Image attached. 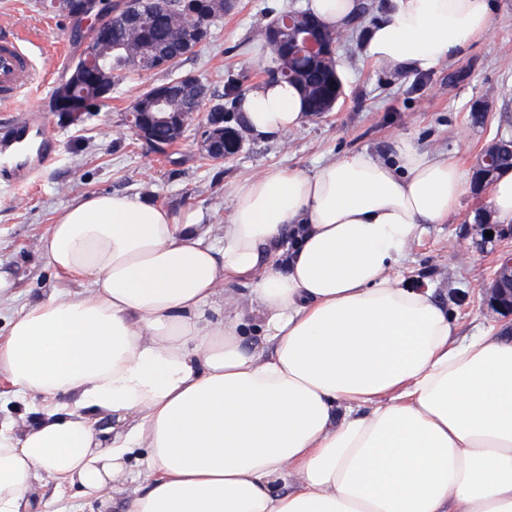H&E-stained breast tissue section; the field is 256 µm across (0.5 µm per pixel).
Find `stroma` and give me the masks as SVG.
<instances>
[{
  "label": "stroma",
  "instance_id": "1",
  "mask_svg": "<svg viewBox=\"0 0 512 512\" xmlns=\"http://www.w3.org/2000/svg\"><path fill=\"white\" fill-rule=\"evenodd\" d=\"M360 3L336 49L344 95L334 111L309 115L299 129L277 139L246 134L233 159L214 163L199 150L200 124L190 125L163 153L130 129L127 114L133 102L148 87L168 81L164 70L125 80L98 111L78 123L52 112V93L67 72H45L44 53H65L70 62L80 55L73 23L50 10L46 0H0V38L19 37L37 75L13 102L0 103V131L35 107L56 142L51 162L28 179L0 180V272L14 283L10 297L0 302V338L12 312L51 289L82 291L81 283L57 278L39 245L56 214L84 193L136 194L197 212L219 245L231 214L232 187L266 169L309 172L355 151L387 159L406 136L421 151L454 158L468 170L494 139L512 135V0H489V34L475 39L461 58L424 74L390 68L369 54V31L390 0ZM306 7L307 0H236L211 24L207 41L185 59L183 72L216 93L231 76L248 87L262 82L273 62L258 30L271 13ZM477 108L484 111L479 122L472 118ZM490 209L488 192L467 188L448 219L430 225L412 245L402 269L408 284L433 288L464 336L512 324V318L486 305L481 292L496 269L497 253L478 254L472 248L473 216ZM133 490V484L118 480L102 503L58 493L54 481L45 478L35 483L31 499L51 512H126Z\"/></svg>",
  "mask_w": 512,
  "mask_h": 512
}]
</instances>
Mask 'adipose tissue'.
<instances>
[{
	"label": "adipose tissue",
	"mask_w": 512,
	"mask_h": 512,
	"mask_svg": "<svg viewBox=\"0 0 512 512\" xmlns=\"http://www.w3.org/2000/svg\"><path fill=\"white\" fill-rule=\"evenodd\" d=\"M489 28L488 0H393L368 51L426 72ZM243 109L264 137L306 118L283 82ZM396 150L237 184L220 248L196 213L73 199L40 246L85 291L52 289L0 339V376L38 403L0 426V512H29L45 475L103 499L131 473L127 512H512V339L459 337L399 272L467 175ZM232 282L249 308L230 317Z\"/></svg>",
	"instance_id": "ef3b65f1"
}]
</instances>
